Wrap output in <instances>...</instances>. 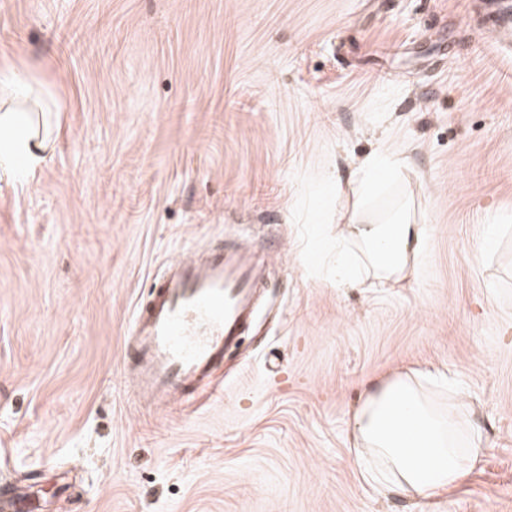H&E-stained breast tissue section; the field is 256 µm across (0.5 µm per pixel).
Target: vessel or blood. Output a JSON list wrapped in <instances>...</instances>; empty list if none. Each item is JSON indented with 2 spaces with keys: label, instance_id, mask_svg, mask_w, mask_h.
I'll return each instance as SVG.
<instances>
[{
  "label": "vessel or blood",
  "instance_id": "vessel-or-blood-1",
  "mask_svg": "<svg viewBox=\"0 0 512 512\" xmlns=\"http://www.w3.org/2000/svg\"><path fill=\"white\" fill-rule=\"evenodd\" d=\"M263 285L244 243L170 260L125 339L122 375L139 402L163 407L210 383L249 334Z\"/></svg>",
  "mask_w": 512,
  "mask_h": 512
}]
</instances>
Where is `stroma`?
Masks as SVG:
<instances>
[{"mask_svg": "<svg viewBox=\"0 0 512 512\" xmlns=\"http://www.w3.org/2000/svg\"><path fill=\"white\" fill-rule=\"evenodd\" d=\"M483 0H0L45 158L0 170V496L20 512H512V49ZM375 154L403 159L359 195ZM414 276L336 281V235L402 203ZM496 226L492 245L484 239ZM257 327L194 400L121 376L167 260L227 240ZM442 373L478 466L419 504L351 446L363 384Z\"/></svg>", "mask_w": 512, "mask_h": 512, "instance_id": "obj_1", "label": "stroma"}]
</instances>
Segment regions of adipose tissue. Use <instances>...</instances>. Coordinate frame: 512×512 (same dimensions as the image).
I'll use <instances>...</instances> for the list:
<instances>
[{
  "label": "adipose tissue",
  "instance_id": "obj_1",
  "mask_svg": "<svg viewBox=\"0 0 512 512\" xmlns=\"http://www.w3.org/2000/svg\"><path fill=\"white\" fill-rule=\"evenodd\" d=\"M429 233V225L406 219L345 225L336 243L337 281L355 286L368 277L383 284L406 279ZM350 245L358 248L364 266L347 254ZM422 386L421 374L411 371L364 387L354 415L353 445L369 482L426 503L457 486L479 457L461 448L456 413L436 410Z\"/></svg>",
  "mask_w": 512,
  "mask_h": 512
}]
</instances>
